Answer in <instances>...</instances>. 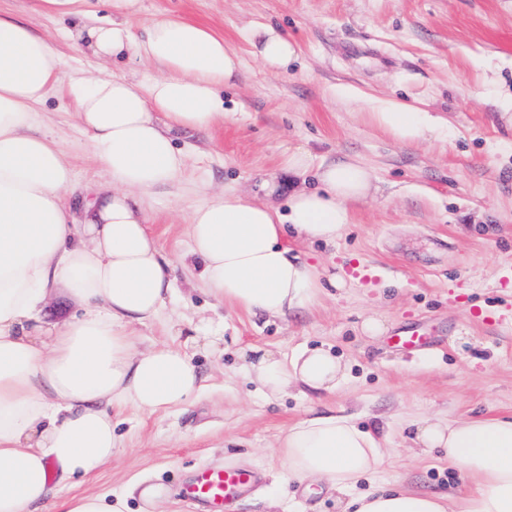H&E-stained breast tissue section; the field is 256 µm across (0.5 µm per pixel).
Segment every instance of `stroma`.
<instances>
[{
  "label": "stroma",
  "instance_id": "35a3bbf8",
  "mask_svg": "<svg viewBox=\"0 0 512 512\" xmlns=\"http://www.w3.org/2000/svg\"><path fill=\"white\" fill-rule=\"evenodd\" d=\"M0 12L49 37L64 74L146 68L128 54L75 53L68 37L75 22L37 12L35 0H0ZM169 15L223 33L242 67L224 91L223 124L178 138L188 155L181 181L143 200L165 253L188 247L187 215L200 181L275 204L309 185L311 174L281 170L296 150L317 165L359 155L379 192L354 205V221L336 244L292 241L295 251L348 283L327 289L311 311L267 321L212 306L202 291L183 292L184 322L223 331L193 348L202 392L170 413L118 412L111 464L62 488L59 499L126 490L128 512H141L136 487L159 485L167 494L156 512H190L181 486L199 467L232 455L263 476L236 512H264L271 492L282 496L284 512H333L325 489L289 482L276 452L291 425L329 410L387 431L391 463L356 493L396 482L424 492L471 491L444 449L420 456L412 438L415 423L432 415H512V0H141V20ZM266 27L299 45L285 69H266L255 55L248 36ZM390 103L429 113L434 128L413 140L394 135L372 117ZM38 110L44 130L72 156L67 199L79 203L96 169L72 99L62 89ZM270 179L279 185L271 197L262 187ZM369 317L384 320L385 335L363 333ZM410 322L422 325L431 344L407 357L389 349L386 335ZM304 344L330 348L348 363L343 389L293 386L269 398L244 378L241 354L288 353Z\"/></svg>",
  "mask_w": 512,
  "mask_h": 512
}]
</instances>
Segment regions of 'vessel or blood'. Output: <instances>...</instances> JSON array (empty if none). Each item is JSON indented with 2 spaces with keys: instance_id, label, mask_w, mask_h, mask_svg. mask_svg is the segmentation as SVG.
Returning a JSON list of instances; mask_svg holds the SVG:
<instances>
[{
  "instance_id": "obj_1",
  "label": "vessel or blood",
  "mask_w": 512,
  "mask_h": 512,
  "mask_svg": "<svg viewBox=\"0 0 512 512\" xmlns=\"http://www.w3.org/2000/svg\"><path fill=\"white\" fill-rule=\"evenodd\" d=\"M256 480L255 473L242 466H210L200 470L181 495L198 512H231L234 499L249 491Z\"/></svg>"
}]
</instances>
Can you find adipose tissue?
Listing matches in <instances>:
<instances>
[{"mask_svg":"<svg viewBox=\"0 0 512 512\" xmlns=\"http://www.w3.org/2000/svg\"><path fill=\"white\" fill-rule=\"evenodd\" d=\"M87 0H38L41 12L77 20L76 51L124 53L152 71L64 77L46 37L0 14V512H125L126 498L81 495L57 500L112 461L113 409L145 414L181 408L202 389L192 358L159 343L135 347L136 326L160 320L175 303V258L164 253L135 201L179 182L186 155L178 134L210 129L226 115L221 92L241 66L236 47L211 27L184 18L154 20L136 36L140 0H111L112 21L82 27ZM68 84L89 153L105 174L91 197L67 207L74 179L63 146L33 134L34 107ZM381 124L419 136L424 113L399 104L380 109ZM317 184L289 194L284 206L245 200L233 187H197L186 225L187 257L209 297L251 315L283 317L318 302L317 265L288 239L331 244L353 220V204L378 188L355 157L320 167ZM263 393L291 384L335 392L348 366L321 347L283 355L254 349L242 367ZM420 453L446 449L448 464L475 489L462 498L395 485L352 495L377 477L379 438L350 416L304 418L279 439L288 476L327 488L336 512H512V417L417 425Z\"/></svg>","mask_w":512,"mask_h":512,"instance_id":"obj_1","label":"adipose tissue"}]
</instances>
